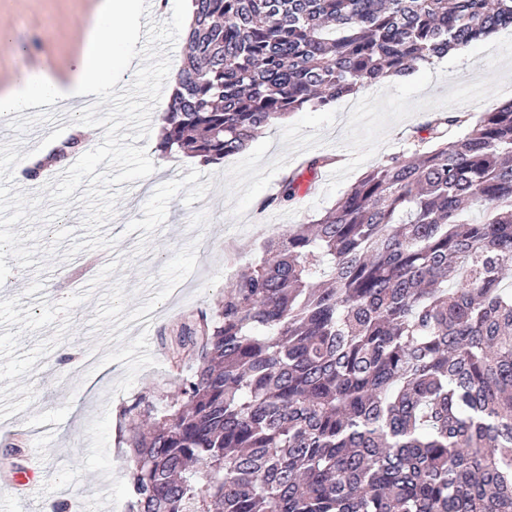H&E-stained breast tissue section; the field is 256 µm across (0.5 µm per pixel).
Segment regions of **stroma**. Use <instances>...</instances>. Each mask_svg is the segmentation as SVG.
<instances>
[{"label": "stroma", "mask_w": 512, "mask_h": 512, "mask_svg": "<svg viewBox=\"0 0 512 512\" xmlns=\"http://www.w3.org/2000/svg\"><path fill=\"white\" fill-rule=\"evenodd\" d=\"M99 0H0V28L10 42L0 44V91L22 69L65 75L80 51L77 30L93 17ZM512 100V30L495 42L467 47L466 59L449 58L443 77L424 65L396 84L377 85L370 114L356 110L348 96L322 108H305L259 135L244 154L205 164L177 154L163 155L159 101L142 139L154 172L113 186L114 215L100 234L114 247L83 250L79 280L68 277L74 260H63L71 244L87 240L82 203H72L53 225L44 227L41 245L67 228L47 272L18 268L0 285V301L16 297L21 308L40 314L42 303L57 304L72 294L87 299L71 314L64 339L31 371L16 379L33 385L35 398L10 417L0 431V468L10 469L17 451L38 458L43 469L31 500H17L11 512H51L68 503L71 512H119L129 494V424L122 411L139 394L177 392L180 372L166 353L182 326L215 308L226 287L262 256L264 240L275 228L308 223L334 203L376 162L402 153L429 113L458 108L485 112ZM341 155L321 170L290 202L276 203L282 182L313 155ZM269 208H261L264 199ZM118 267L103 284L95 278L109 262ZM44 288L25 290L33 280ZM158 315L138 328L142 310Z\"/></svg>", "instance_id": "obj_1"}]
</instances>
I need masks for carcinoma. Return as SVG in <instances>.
Instances as JSON below:
<instances>
[{
    "label": "carcinoma",
    "mask_w": 512,
    "mask_h": 512,
    "mask_svg": "<svg viewBox=\"0 0 512 512\" xmlns=\"http://www.w3.org/2000/svg\"><path fill=\"white\" fill-rule=\"evenodd\" d=\"M192 2L159 150L206 164L512 28V0ZM412 143L183 327L197 369L123 409L127 512H512V100Z\"/></svg>",
    "instance_id": "cac0c4a2"
}]
</instances>
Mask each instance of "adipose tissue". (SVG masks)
Instances as JSON below:
<instances>
[{"label":"adipose tissue","instance_id":"obj_1","mask_svg":"<svg viewBox=\"0 0 512 512\" xmlns=\"http://www.w3.org/2000/svg\"><path fill=\"white\" fill-rule=\"evenodd\" d=\"M138 16V0H102L81 33L82 47L67 78L20 72L11 88L0 93V116L10 118L50 103L78 108L111 98L119 90V72L143 64L129 48Z\"/></svg>","mask_w":512,"mask_h":512}]
</instances>
